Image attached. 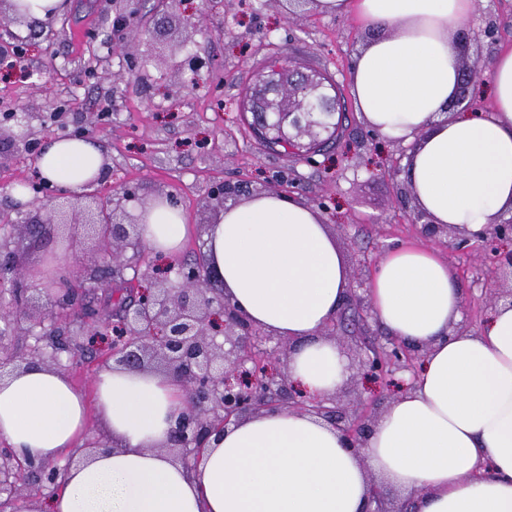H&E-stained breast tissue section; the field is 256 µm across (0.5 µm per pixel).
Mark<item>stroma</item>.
I'll return each mask as SVG.
<instances>
[{"instance_id": "1", "label": "stroma", "mask_w": 512, "mask_h": 512, "mask_svg": "<svg viewBox=\"0 0 512 512\" xmlns=\"http://www.w3.org/2000/svg\"><path fill=\"white\" fill-rule=\"evenodd\" d=\"M127 0H67L54 41L20 28L18 54L0 60V242L25 269L51 259L85 263L88 298L106 303L113 283L96 276L107 260L71 227L45 225L34 238L18 229L10 188L33 176L31 142L84 134L109 154L104 197L129 189L127 210L171 193L194 228L181 255L197 258L201 231L216 209L208 196L220 183L277 193L320 208L350 274L369 284L376 264L400 244H417L446 259L462 298V316L480 328L489 289L512 286L478 250L454 252L422 238L400 205L406 158L399 145L371 130L351 85L354 53L367 34L349 16L290 15L279 0H227L212 14L206 0H181L161 33L125 48L108 43ZM202 29L186 37L184 21ZM469 58L494 59L512 48V0H475L465 24ZM294 58L338 87L342 125L335 143L306 158L283 155L256 140L242 103L254 75L274 57Z\"/></svg>"}]
</instances>
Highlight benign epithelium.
<instances>
[{"label":"benign epithelium","mask_w":512,"mask_h":512,"mask_svg":"<svg viewBox=\"0 0 512 512\" xmlns=\"http://www.w3.org/2000/svg\"><path fill=\"white\" fill-rule=\"evenodd\" d=\"M117 27L128 38L150 32L140 25L135 11L126 12ZM462 64V79L450 103L452 109L466 101L469 86L476 83L485 70V65L478 60L470 63L465 59ZM285 93L304 101L318 95L320 103L338 105V97L328 92L316 73L295 59L284 57L279 79L259 78L249 98L247 111L251 114L253 129L294 146L299 156L313 145L334 138L338 125L321 121L317 112L276 111ZM20 184L31 195L24 224L29 234L40 233L46 224H69L82 229L95 246L108 255L112 276L119 278L120 286L134 292L132 302L117 316L110 356L129 370L141 369L147 359L155 360L163 367L164 374L187 390V409L176 421L167 444L182 460H198L212 432L269 409L317 416L336 429L343 447L355 450L364 447L377 417L385 409L384 403L372 402L370 415L366 416L359 412L358 403H347L340 394L311 398L293 389L288 381L289 340L254 327L223 289L212 288L215 274L205 260L178 266L174 269L175 279L167 278L160 283L151 282L146 269L136 268L131 278L124 277V270L128 268L125 250L131 237L137 236L139 223V217L127 211L124 205L131 197L128 189L115 192L110 199L86 192L78 196L84 206L77 209L71 205L73 197L61 188L41 196L37 182L26 179ZM411 221L419 225V233L426 238H452L449 246L454 250H465L478 242L492 264L502 274L512 277V251L501 252L498 248V242L512 241V217L490 224L470 237L448 224L432 223L417 208L412 211ZM44 274L52 284V307L30 317L23 327L25 333L36 336L56 327L68 312L78 308L83 336L100 335V313L97 308L85 305L84 289L78 287L82 277L79 265H50ZM27 279V271L13 257L0 261V282H8L16 288L17 303L27 300ZM353 303L363 317L375 316L370 300L350 287L344 305ZM419 355L420 350L399 340L390 348L377 347L369 354H358V370L370 377L400 372L413 375L414 360ZM31 362L62 368L54 348L33 347ZM30 470H38L43 475L37 482V491L52 494L60 488L65 468L38 466L27 459L21 460L9 447L0 448L1 508L24 496L20 481Z\"/></svg>","instance_id":"benign-epithelium-1"}]
</instances>
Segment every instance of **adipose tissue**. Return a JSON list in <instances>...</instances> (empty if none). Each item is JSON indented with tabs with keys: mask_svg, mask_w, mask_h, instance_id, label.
Wrapping results in <instances>:
<instances>
[{
	"mask_svg": "<svg viewBox=\"0 0 512 512\" xmlns=\"http://www.w3.org/2000/svg\"><path fill=\"white\" fill-rule=\"evenodd\" d=\"M315 8L354 15L368 32L351 71L355 102L381 136L412 144L406 178L416 207L469 233L512 213V49L493 61L491 116L448 110L461 77L457 34L473 0H316ZM106 160L90 138H59L44 144L36 168L79 193L102 184ZM141 216V241L176 262L189 233L180 208L161 197ZM204 242L207 264L248 320L293 341V385L334 395L348 364L323 330L350 277L320 212L257 194L226 206ZM369 291L380 323L426 353L413 389L387 405L360 451L321 419L264 411L214 433L184 466L164 449L187 407L183 388L121 367L98 373L91 403L52 367L0 375V441L51 465L81 446L89 409L102 419L104 450L70 466L42 512H364L372 473L414 512H512V307L459 330L461 294L447 262L414 246L388 252Z\"/></svg>",
	"mask_w": 512,
	"mask_h": 512,
	"instance_id": "ef3b65f1",
	"label": "adipose tissue"
}]
</instances>
